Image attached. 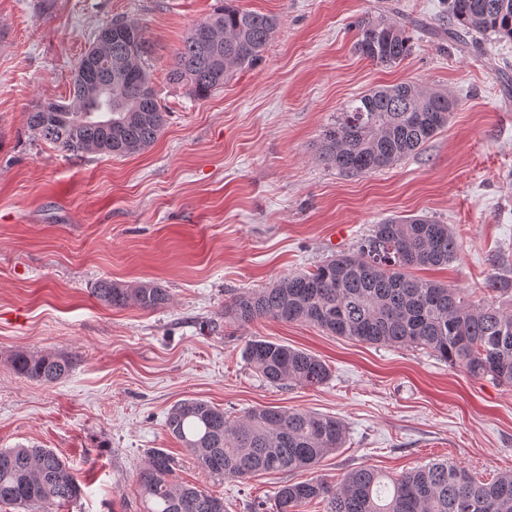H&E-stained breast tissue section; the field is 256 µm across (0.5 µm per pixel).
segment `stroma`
<instances>
[{"label": "stroma", "instance_id": "obj_1", "mask_svg": "<svg viewBox=\"0 0 512 512\" xmlns=\"http://www.w3.org/2000/svg\"><path fill=\"white\" fill-rule=\"evenodd\" d=\"M223 0H0V449L54 450L84 490L60 512H143L137 475L150 449L174 479L224 500L226 512H272L302 471L241 482L203 471L165 420L201 399L237 418L277 406L338 417L344 448L315 473L336 483L369 466L398 477L448 460L475 478L512 470V388L474 379L411 347L369 345L307 323L224 317L231 296L355 251L400 215L450 225L456 261L419 277L484 297L512 280V43L442 38L444 0H236L278 15L262 59L198 98L171 83L172 54ZM410 21L411 54L381 66L354 50L363 18ZM134 19L167 114L142 153L73 157L31 137L26 117L67 100L71 73L102 27ZM412 82L453 96L447 125L396 165L346 176L320 161L323 127L370 89ZM153 282L170 303L107 307L100 279ZM304 350L331 370L320 386L274 387L248 364V341ZM68 353L47 385L18 375L16 352Z\"/></svg>", "mask_w": 512, "mask_h": 512}]
</instances>
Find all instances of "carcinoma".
Returning <instances> with one entry per match:
<instances>
[{
  "label": "carcinoma",
  "mask_w": 512,
  "mask_h": 512,
  "mask_svg": "<svg viewBox=\"0 0 512 512\" xmlns=\"http://www.w3.org/2000/svg\"><path fill=\"white\" fill-rule=\"evenodd\" d=\"M448 38L480 35L512 41V0H447ZM105 50L127 59L122 79L112 81V113L99 111L92 88L106 80L99 67L71 79L68 102L48 101L27 113L28 130L75 157L92 152L130 156L159 138L165 115L151 82L143 26L115 19ZM279 25L274 14L231 3L196 23L173 54L168 79L200 98L223 87L232 71L262 59ZM355 50L383 66L396 64L413 47L406 26L385 18L357 23ZM456 102L447 94L402 82L369 90L350 100L324 126L319 158L345 175L390 167L415 153L448 124ZM452 228L429 216H395L373 225L354 252L337 254L307 272L232 297L224 317L240 324L257 319L303 322L361 343L425 350L470 377H491L512 387V311L499 305L512 295V280L487 282L489 299L471 301L459 288L420 279L412 270L446 266L457 259ZM93 296L121 308L151 311L169 304L167 289L150 282L97 281ZM245 358L275 386H319L328 365L305 351L263 339L250 341ZM15 372L44 384L70 374L74 358L15 353ZM165 427L195 463L217 479L246 481L273 472L309 471L344 447L346 431L336 417L274 406L254 407L236 419L200 399L174 404ZM176 461L162 448L149 452L138 476L144 512H224V501L191 484L175 483ZM83 488L65 461L47 448L0 449V503L25 512H54L79 500ZM326 512H512V471L480 481L463 467L437 460L396 478L359 467L339 484L321 477L284 483L276 512H299L312 501Z\"/></svg>",
  "instance_id": "obj_1"
}]
</instances>
